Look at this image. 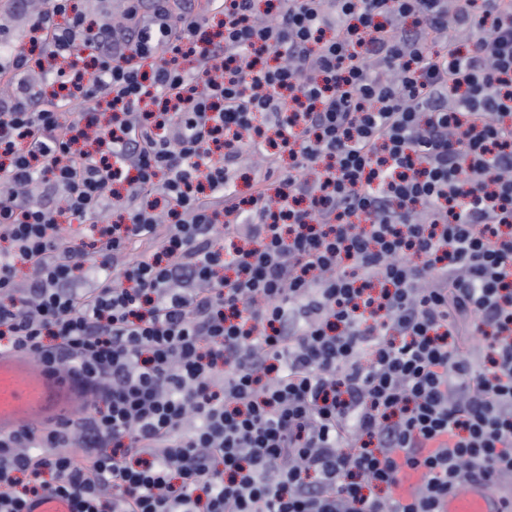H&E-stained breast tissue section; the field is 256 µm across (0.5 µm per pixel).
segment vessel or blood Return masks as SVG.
<instances>
[{
  "label": "vessel or blood",
  "mask_w": 512,
  "mask_h": 512,
  "mask_svg": "<svg viewBox=\"0 0 512 512\" xmlns=\"http://www.w3.org/2000/svg\"><path fill=\"white\" fill-rule=\"evenodd\" d=\"M97 384L18 350L0 349V436L67 425L92 405ZM443 512H504L484 485L449 491ZM25 512H78L77 503L54 493L32 499Z\"/></svg>",
  "instance_id": "b4317fda"
}]
</instances>
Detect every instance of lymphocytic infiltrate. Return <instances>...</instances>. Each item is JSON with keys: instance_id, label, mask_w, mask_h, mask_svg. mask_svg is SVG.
Returning <instances> with one entry per match:
<instances>
[{"instance_id": "f902f5d3", "label": "lymphocytic infiltrate", "mask_w": 512, "mask_h": 512, "mask_svg": "<svg viewBox=\"0 0 512 512\" xmlns=\"http://www.w3.org/2000/svg\"><path fill=\"white\" fill-rule=\"evenodd\" d=\"M218 12L210 34L190 0H128L118 23L50 0L29 30L58 67L0 46V348L98 385L78 422L0 436V512L46 492L81 512L499 492L512 0ZM407 468L425 479L401 501Z\"/></svg>"}]
</instances>
